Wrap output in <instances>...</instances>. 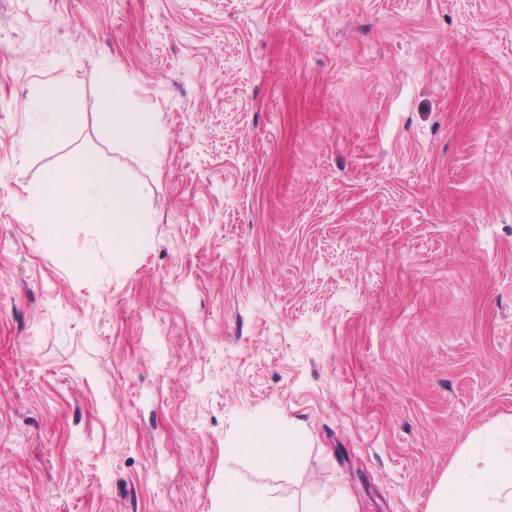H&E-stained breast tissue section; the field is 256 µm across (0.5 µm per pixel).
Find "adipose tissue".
<instances>
[{"label":"adipose tissue","mask_w":512,"mask_h":512,"mask_svg":"<svg viewBox=\"0 0 512 512\" xmlns=\"http://www.w3.org/2000/svg\"><path fill=\"white\" fill-rule=\"evenodd\" d=\"M40 110L34 113L24 137L31 150L64 138L70 129V88L66 80L37 91ZM101 116L116 150L135 151L146 166L156 164L155 146L162 137L156 115L128 104V87L113 77ZM34 209L44 224H94L112 244V258L122 261L150 238L154 217L130 192L123 173L95 163L88 155L71 156L64 173H49L32 195ZM253 451L254 464L273 469L290 461L295 446L292 434L279 425L259 422L244 439ZM484 466H460L438 488L432 512H512V447L499 444L484 449ZM224 512H288L279 499L242 485L234 472L224 474Z\"/></svg>","instance_id":"ef3b65f1"}]
</instances>
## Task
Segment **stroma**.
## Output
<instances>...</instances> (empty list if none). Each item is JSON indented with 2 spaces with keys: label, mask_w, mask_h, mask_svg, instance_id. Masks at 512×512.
<instances>
[{
  "label": "stroma",
  "mask_w": 512,
  "mask_h": 512,
  "mask_svg": "<svg viewBox=\"0 0 512 512\" xmlns=\"http://www.w3.org/2000/svg\"><path fill=\"white\" fill-rule=\"evenodd\" d=\"M163 138L100 121L110 73ZM67 76L68 136L23 132ZM148 185L122 264L29 196ZM293 428L257 469L259 420ZM512 436V0H0V512H432ZM292 434L279 425L260 421L253 435L244 439L242 448H257L252 454L253 463L262 469H273L290 461L295 448ZM224 512H294L279 499L242 485L234 472L224 473Z\"/></svg>",
  "instance_id": "1"
}]
</instances>
